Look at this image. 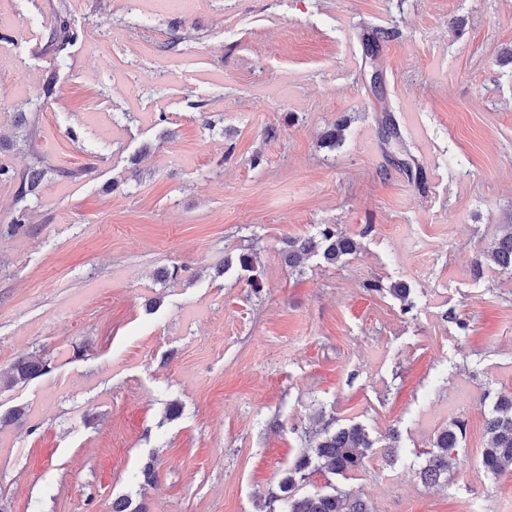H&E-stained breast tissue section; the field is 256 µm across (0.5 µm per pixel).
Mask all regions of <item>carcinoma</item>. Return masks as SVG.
<instances>
[{"label": "carcinoma", "instance_id": "1", "mask_svg": "<svg viewBox=\"0 0 512 512\" xmlns=\"http://www.w3.org/2000/svg\"><path fill=\"white\" fill-rule=\"evenodd\" d=\"M58 25L53 31L50 47L57 54L67 48L76 33L71 29L66 6L58 4L56 9ZM397 36L389 29L365 30L361 39L366 55L374 60L380 50V42H388ZM68 177L72 172L52 169L41 157L33 156L18 187L22 198L35 193L50 176ZM356 250V243L350 236L338 231L336 225L325 224L316 234L288 241V267L295 268L311 254H321L326 263L335 265L345 256ZM489 258L502 272L512 273V233L499 239L491 247ZM48 371V360L42 355L32 353L16 361L5 373H0V383L8 386L24 383ZM485 429L489 434L488 446L483 449L481 465L494 475L512 468V394L498 398L491 415L487 418ZM463 426L455 424L441 431L434 440L433 450L428 452L422 468L425 482L436 484L441 475L448 472V463L458 455ZM374 442L365 428L352 425L333 432L323 429L320 436L313 439V445L293 465L281 480L279 488L284 512H370L366 504L346 492L336 490L330 493L316 492L302 496L292 494L299 482L306 480V471L313 462L334 474H344L360 469L364 464L366 452Z\"/></svg>", "mask_w": 512, "mask_h": 512}]
</instances>
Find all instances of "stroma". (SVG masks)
Returning a JSON list of instances; mask_svg holds the SVG:
<instances>
[{
    "instance_id": "stroma-1",
    "label": "stroma",
    "mask_w": 512,
    "mask_h": 512,
    "mask_svg": "<svg viewBox=\"0 0 512 512\" xmlns=\"http://www.w3.org/2000/svg\"><path fill=\"white\" fill-rule=\"evenodd\" d=\"M367 27L400 32L379 91ZM511 50L512 0H0V372L51 361L0 385V417L23 413L0 427V512H268L306 433L355 424L363 468L311 469L297 494L512 512V472L481 465L512 393V274L480 260L512 232ZM36 155L66 175L18 200ZM322 224L356 251L288 267L286 240ZM56 15L58 18V25L52 33L49 46L52 47L56 54H59L73 41L76 37V33L71 29L70 21L67 17L66 6L64 4H58ZM48 360L42 354L31 353L16 361L6 373H0V383L8 386L24 383L48 371ZM463 436V426L453 424L441 431L434 440L432 451L428 452L422 473L426 483L437 484L441 475L447 473L449 460L458 455L460 438Z\"/></svg>"
}]
</instances>
